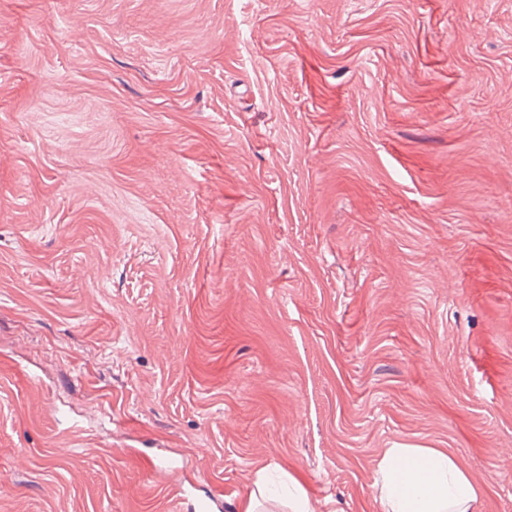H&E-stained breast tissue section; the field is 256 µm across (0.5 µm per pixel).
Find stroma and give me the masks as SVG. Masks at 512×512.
Wrapping results in <instances>:
<instances>
[{
	"instance_id": "stroma-1",
	"label": "stroma",
	"mask_w": 512,
	"mask_h": 512,
	"mask_svg": "<svg viewBox=\"0 0 512 512\" xmlns=\"http://www.w3.org/2000/svg\"><path fill=\"white\" fill-rule=\"evenodd\" d=\"M512 512V0H0V512ZM382 512H477L479 489L436 448H389L375 481Z\"/></svg>"
}]
</instances>
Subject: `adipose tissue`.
<instances>
[{
    "label": "adipose tissue",
    "instance_id": "obj_1",
    "mask_svg": "<svg viewBox=\"0 0 512 512\" xmlns=\"http://www.w3.org/2000/svg\"><path fill=\"white\" fill-rule=\"evenodd\" d=\"M382 512H478L480 492L462 465L436 448H389L375 481Z\"/></svg>",
    "mask_w": 512,
    "mask_h": 512
}]
</instances>
